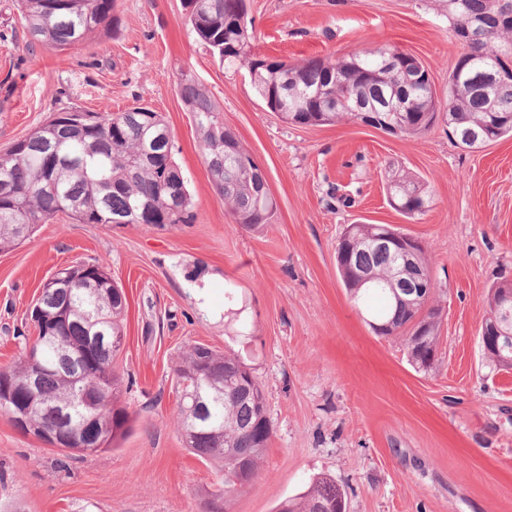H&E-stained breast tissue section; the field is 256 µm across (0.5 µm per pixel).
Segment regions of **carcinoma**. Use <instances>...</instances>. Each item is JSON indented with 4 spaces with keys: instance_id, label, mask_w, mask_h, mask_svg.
I'll return each instance as SVG.
<instances>
[{
    "instance_id": "obj_1",
    "label": "carcinoma",
    "mask_w": 512,
    "mask_h": 512,
    "mask_svg": "<svg viewBox=\"0 0 512 512\" xmlns=\"http://www.w3.org/2000/svg\"><path fill=\"white\" fill-rule=\"evenodd\" d=\"M450 31L472 33L448 79V112L433 111V82L413 80L408 53L394 46L367 49L355 57L312 56L297 63L270 62L253 52L256 35L245 0H186L188 24L198 41L224 65H245L264 102L276 101L279 115L294 125L360 122L352 111L360 100L401 112H377L371 127L392 134L419 135L438 118L453 130L456 144L473 148V139L490 130L512 136V80L493 79L503 58L512 55V0H446ZM116 0H17L19 20L29 44L66 49L117 24ZM398 54L394 66L385 57ZM178 92L190 112L211 182L234 223L245 228L269 224L276 211L262 191L260 168L236 134L224 126L222 108L190 72L179 74ZM171 131L162 116L136 104L100 114L69 110L36 127L0 153V250L26 241L36 228L59 214L80 224H146L164 229L189 224L194 214L187 181L174 159ZM387 190L399 197L402 214H423L430 196L422 182L396 170ZM374 224H356L336 245L338 269L353 302L368 325L383 326L382 336H397L411 362L422 370L436 361L441 308L424 296L397 297L389 283L398 273L431 277L425 246L410 260L400 248H379ZM67 284L46 283L31 312L37 336L12 366L0 368V414L32 398L65 408L60 432L77 436L71 451L93 456L114 448L132 428L123 400L122 378L113 361L112 342L92 344L91 336H124L126 297L104 262L79 263L54 273ZM43 357L39 385L28 389L32 354ZM244 366L239 357L195 344L172 368L178 386L180 427L193 424L196 435L183 439L201 462L214 465L215 489L207 492L205 512H223L226 496L250 485L272 439L266 397L255 380L229 384ZM95 394L90 411L81 399ZM96 419L82 428L89 415ZM51 419L38 411L19 430L39 434ZM277 512H346L345 494L330 477L313 480L306 491L282 501Z\"/></svg>"
}]
</instances>
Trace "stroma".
I'll list each match as a JSON object with an SVG mask.
<instances>
[{
	"label": "stroma",
	"instance_id": "obj_1",
	"mask_svg": "<svg viewBox=\"0 0 512 512\" xmlns=\"http://www.w3.org/2000/svg\"><path fill=\"white\" fill-rule=\"evenodd\" d=\"M256 52L291 61L392 44L428 69L440 103L460 45L443 0H247ZM118 30L58 50L27 43L15 0H0V151L56 113L160 112L195 220L78 224L58 215L0 252V367L36 331L30 311L55 270L102 261L127 297L115 368L136 419L115 449L64 458L0 415L7 499L26 512H201L215 480L186 450L171 368L190 344L237 353L261 383L273 436L226 512H275L332 477L347 512H512V374L494 370L479 330L493 283L512 280V137L478 150L446 123L394 136L354 121L295 126L256 94L246 67L219 62L190 34L183 0H117ZM191 71L224 124L263 167L277 210L250 231L215 193L177 90ZM423 181L428 211L390 205L388 170ZM390 224L422 241L443 307L434 367H413L376 335L336 264L347 225ZM242 316H224V292Z\"/></svg>",
	"mask_w": 512,
	"mask_h": 512
}]
</instances>
